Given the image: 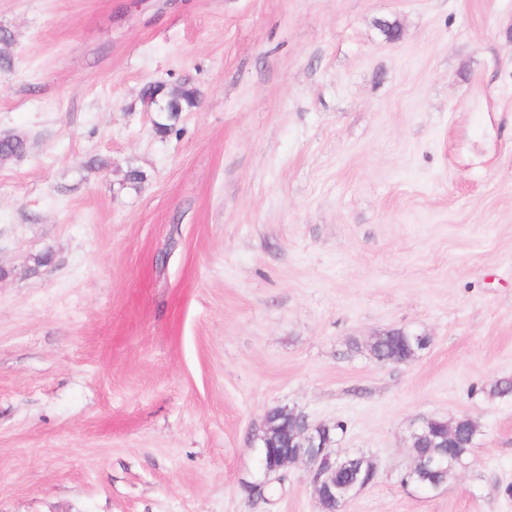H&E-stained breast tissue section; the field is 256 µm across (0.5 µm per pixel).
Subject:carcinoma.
Masks as SVG:
<instances>
[{"label":"carcinoma","mask_w":512,"mask_h":512,"mask_svg":"<svg viewBox=\"0 0 512 512\" xmlns=\"http://www.w3.org/2000/svg\"><path fill=\"white\" fill-rule=\"evenodd\" d=\"M197 91L185 88L182 91L180 105L172 109L166 108L168 118L174 120L177 113L184 112L195 105ZM26 144L23 138L12 135L0 141V155H21ZM368 351L372 358L379 362L399 364L414 359L422 348L414 332L396 330L387 332L368 345ZM486 393L491 398L512 397V379L502 378L496 380L488 388ZM458 425L462 430L461 438L453 448L443 447L442 436L451 425ZM480 434L479 424L470 418L459 421L430 419L424 429L423 437L412 440L415 452L416 470L412 477V485L435 484L440 489L446 485L464 465L473 462L472 453L477 436ZM371 468L367 457L362 454L350 456L348 468L336 473V483L346 485L359 479Z\"/></svg>","instance_id":"carcinoma-1"}]
</instances>
